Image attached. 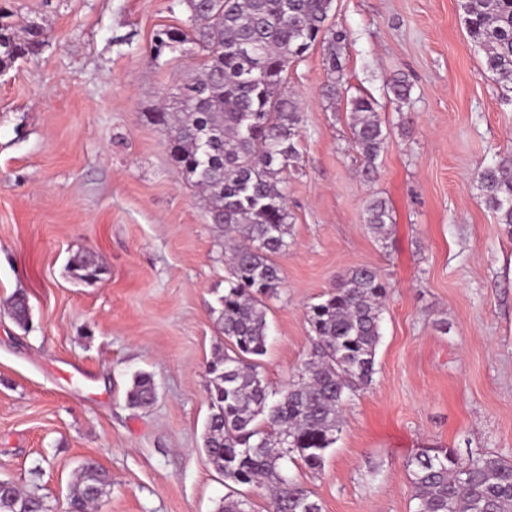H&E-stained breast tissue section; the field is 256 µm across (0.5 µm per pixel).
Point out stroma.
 <instances>
[{
	"label": "stroma",
	"mask_w": 512,
	"mask_h": 512,
	"mask_svg": "<svg viewBox=\"0 0 512 512\" xmlns=\"http://www.w3.org/2000/svg\"><path fill=\"white\" fill-rule=\"evenodd\" d=\"M12 25L44 28L36 57L0 72V479L67 512L91 458L112 475L98 512H217L230 492L202 450L208 365L224 348L223 238L149 119L198 49L160 62L158 29L187 28L178 0H0ZM349 32L348 95L388 129L365 181L346 98L329 103L324 50L288 72L303 138L288 171L285 281L268 300L261 372L288 384L313 340L305 311L359 267L389 283L369 386L345 407L321 469L289 464L323 512H414L406 463L424 448L512 459V234L478 189L512 157V92L482 70L461 0H334ZM409 100L387 94L394 78ZM393 217L378 241L371 198ZM92 251L101 282L69 264ZM30 306L28 328L7 308ZM157 397L129 406L134 375Z\"/></svg>",
	"instance_id": "1"
}]
</instances>
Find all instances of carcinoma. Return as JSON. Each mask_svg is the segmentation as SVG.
<instances>
[{
  "mask_svg": "<svg viewBox=\"0 0 512 512\" xmlns=\"http://www.w3.org/2000/svg\"><path fill=\"white\" fill-rule=\"evenodd\" d=\"M189 30L163 28L149 53L159 62L191 42L202 59L177 87L174 107H158L151 120L167 133L176 167L203 193L208 219L230 242L228 273L218 323L229 346L209 363L211 414L203 449L224 482L263 488L267 512H322L311 491L283 472L284 462L321 467L336 442L347 401L372 381L388 286L368 267L349 270L305 316L314 341L297 379L269 390L255 357L266 353V300L279 295L283 270L276 258L288 250V168L299 157V101L288 89V69L314 46L326 47L335 99L344 85L341 48L345 28L334 20L333 0H178ZM470 40L483 51V71L512 89V0H463ZM44 29L0 25V71L37 55ZM351 146L361 176L371 181L387 141L378 102L369 95L347 100ZM481 197L512 234V158L482 169ZM365 222L381 237L392 223L386 200L371 199ZM72 277L87 285L105 268L89 253L70 263ZM15 322H29L22 295L10 302ZM151 376L138 374L130 404L151 403ZM415 512H512V462L480 454L462 462L451 448H429L407 462ZM110 486L103 468L87 459L71 483L68 508L88 509ZM0 512H46L43 499L10 480L0 485Z\"/></svg>",
  "mask_w": 512,
  "mask_h": 512,
  "instance_id": "1",
  "label": "carcinoma"
}]
</instances>
